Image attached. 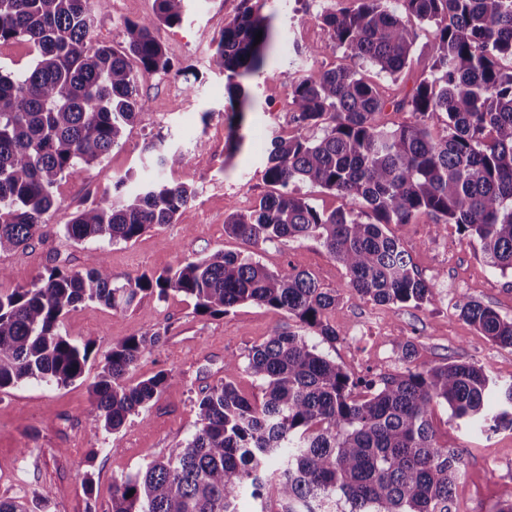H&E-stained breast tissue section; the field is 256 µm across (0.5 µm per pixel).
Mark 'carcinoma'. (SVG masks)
I'll return each instance as SVG.
<instances>
[{
  "label": "carcinoma",
  "mask_w": 512,
  "mask_h": 512,
  "mask_svg": "<svg viewBox=\"0 0 512 512\" xmlns=\"http://www.w3.org/2000/svg\"><path fill=\"white\" fill-rule=\"evenodd\" d=\"M110 0H0V43L37 51L19 73L0 72V252L24 248L58 211V187L119 144L148 114L138 91L142 71L170 73L157 29L182 22L186 0H154L151 15L124 22L119 47L89 46L94 20ZM310 15L342 62L311 68L293 85V120L306 135H272L264 179L273 191L248 213L224 216L225 233L244 249H217L175 269L114 282L104 258L84 270L54 266L27 287L0 290V391L29 381L67 386L84 377L96 341L63 334L66 315L95 302L112 310L139 296L183 294L198 313L222 316L245 303L281 311L297 330L276 329L240 358L224 361V380L197 401L200 427L132 475L113 480L109 512H450L459 454L433 427L436 409L472 430L512 428V383L499 385L470 362L413 364L414 343L396 375L352 377L325 356L338 338L328 313L336 294L308 272L268 269L258 251L287 240L313 239L347 272V287L378 304L431 305L436 284L414 270L391 224L431 217L457 225L491 267L512 272V0H358ZM434 28L431 63L409 92L386 99L360 72L370 65L397 81L414 71L419 30ZM262 34L255 43L256 34ZM271 47L267 17L253 0L224 22L215 62L226 76L232 111L228 140L241 147L249 92L241 79L263 73ZM411 120L389 127L387 109ZM443 120L446 134H434ZM157 175L72 214L63 225L75 242L129 243L154 224H172L195 198L161 174L185 154L161 139L144 146ZM302 182L338 193L348 206L319 211L288 191ZM460 316L490 342L512 347V318L475 300ZM160 332L128 336L98 362L89 385L95 429L116 433L145 415L175 376L130 372L158 347ZM247 373L262 398L235 385Z\"/></svg>",
  "instance_id": "obj_1"
}]
</instances>
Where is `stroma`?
<instances>
[{
    "instance_id": "35a3bbf8",
    "label": "stroma",
    "mask_w": 512,
    "mask_h": 512,
    "mask_svg": "<svg viewBox=\"0 0 512 512\" xmlns=\"http://www.w3.org/2000/svg\"><path fill=\"white\" fill-rule=\"evenodd\" d=\"M240 0H190L180 25L163 26L157 37L180 76L141 84L149 113L127 128L118 146L78 176L65 177L58 188L60 208L26 249L0 252V267L9 273L7 288L29 285L46 268L63 265L82 270L106 257L115 282L159 273L211 251L238 249L224 231V216L253 209L269 193L263 161L273 133L293 135L291 91L311 67L342 60L324 29L311 32L307 43L321 46L311 58L294 50L289 39L302 19L317 9L315 0H265L262 13L273 33L267 54V76L246 82V108L240 150L228 140L229 96L223 73L212 55L224 21L234 18ZM147 0H111L98 15L92 45L119 46L123 22L150 14ZM161 138L186 156L181 167L164 172L165 180L192 187L196 196L175 223L148 229L137 241L111 244L76 243L61 230L70 215L99 201L127 171L142 172L146 142ZM390 232L409 251L414 268L442 291L440 302L420 308L381 305L347 288L345 269L311 239L267 247L261 261L271 270L285 267L314 275L320 287L335 291L336 308L328 319L339 334L322 351L347 373L359 376L396 374L405 341L415 344L414 362L428 367L453 357L482 366L502 383L512 381V349L492 344L463 320L456 308L461 297L479 301L512 318V275L501 274L483 260L478 247L456 225L437 229L420 216L413 224H393ZM284 313L243 304L221 317L196 311L193 300L177 294L161 300L144 296L130 308L112 310L83 303L68 313L63 331L73 341L94 339L98 352L131 335L164 331L162 346L145 353L134 378L165 369L176 378L147 416L129 417L116 434L92 425L88 386L96 374L89 361L82 380L66 387L26 383L0 392V496L27 502L30 512H107L114 479L135 472L148 461L184 445L198 428L195 402L201 391L224 378V359L241 356L274 330L295 329ZM434 428L442 442L461 452V477L453 496L459 505L481 500L493 505L512 491V430L479 434L459 426L447 409H438ZM92 486H85V476ZM49 492L48 503L38 496Z\"/></svg>"
}]
</instances>
